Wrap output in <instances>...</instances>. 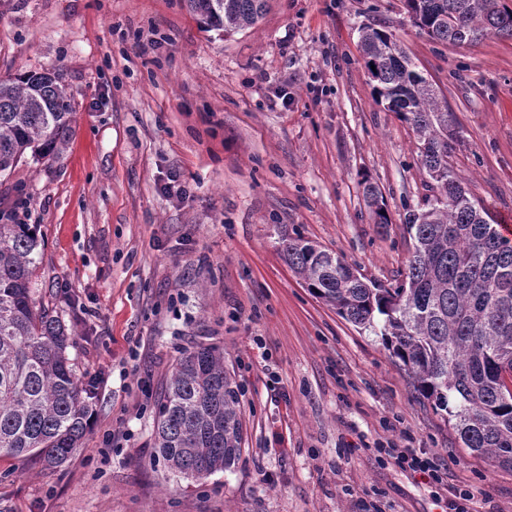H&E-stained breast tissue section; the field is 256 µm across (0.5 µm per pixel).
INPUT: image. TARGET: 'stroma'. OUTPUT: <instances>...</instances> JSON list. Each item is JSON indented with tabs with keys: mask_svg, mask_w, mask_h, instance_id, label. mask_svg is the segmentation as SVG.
Returning <instances> with one entry per match:
<instances>
[{
	"mask_svg": "<svg viewBox=\"0 0 512 512\" xmlns=\"http://www.w3.org/2000/svg\"><path fill=\"white\" fill-rule=\"evenodd\" d=\"M368 25L446 98L454 172L489 223L512 222V39L431 40L403 0H270L228 36L185 0H0V77L57 70L75 110L62 155L0 177V215L40 226L34 299L77 326L69 357L96 389L62 467L0 458V512H442L422 474L378 457L386 440L432 456L476 512H512V468L462 448L381 338L281 254L296 233L364 281L405 272V215L434 189L412 128L373 99ZM368 182L390 223H374ZM198 345L223 348L242 388L243 445L195 482L158 463L152 430Z\"/></svg>",
	"mask_w": 512,
	"mask_h": 512,
	"instance_id": "1",
	"label": "stroma"
}]
</instances>
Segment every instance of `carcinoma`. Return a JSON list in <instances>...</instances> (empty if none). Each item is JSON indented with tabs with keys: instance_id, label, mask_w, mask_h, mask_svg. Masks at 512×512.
I'll return each instance as SVG.
<instances>
[{
	"instance_id": "obj_1",
	"label": "carcinoma",
	"mask_w": 512,
	"mask_h": 512,
	"mask_svg": "<svg viewBox=\"0 0 512 512\" xmlns=\"http://www.w3.org/2000/svg\"><path fill=\"white\" fill-rule=\"evenodd\" d=\"M419 33L472 45L512 38L505 0H403ZM208 28L229 35L257 23L267 0H187ZM361 51L375 101L416 132L420 164L437 194L405 217L412 249L405 278L369 284L340 257L301 235L281 238L288 267L346 321L382 336L415 389L445 412L470 453L512 468V240L490 224L448 164L447 102L392 32L368 26ZM74 106L55 71L0 79V176L31 154L67 147ZM365 198L376 224L389 223L378 188ZM42 258L36 224L0 222V458L33 456L60 467L81 447L94 392L68 357L72 332L36 308L32 277ZM240 387L224 351L181 353L156 408L154 445L164 466L200 480L230 468L241 451Z\"/></svg>"
}]
</instances>
